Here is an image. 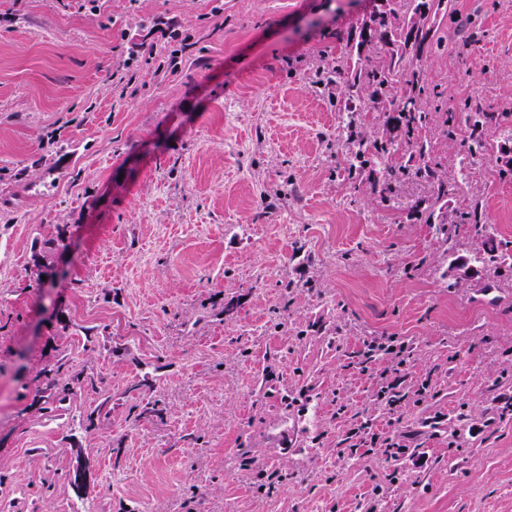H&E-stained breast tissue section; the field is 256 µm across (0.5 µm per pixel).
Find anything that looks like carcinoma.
<instances>
[{
    "label": "carcinoma",
    "instance_id": "1",
    "mask_svg": "<svg viewBox=\"0 0 512 512\" xmlns=\"http://www.w3.org/2000/svg\"><path fill=\"white\" fill-rule=\"evenodd\" d=\"M450 6L451 0H384L379 16L336 30V42L343 55L336 67L325 73L326 84L344 88L345 110H351V103L359 102L370 90L375 109L393 113L385 134L373 140L358 130L356 120L348 118L344 126L346 143L359 142V150L346 159L345 170L352 175L371 162L382 166V179L371 183V191L385 201L394 197L397 185L407 175L426 184L429 196L413 206V214L424 216L425 223L434 227L445 242L452 239L455 229L443 222L441 210L448 195L455 191L457 180L433 163L431 144L423 136L432 122V112L420 61L424 51L438 43L436 19ZM379 43L388 47L387 60L362 64L359 54ZM508 116L507 112H475L468 116L472 134L460 141L463 158L472 159L486 152V144L478 136L486 127H498L505 140H512ZM460 218L462 224L473 227L483 237V254L474 261L494 259L500 244L492 228L483 222L480 200L471 199Z\"/></svg>",
    "mask_w": 512,
    "mask_h": 512
}]
</instances>
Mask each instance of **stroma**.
Returning a JSON list of instances; mask_svg holds the SVG:
<instances>
[{"label":"stroma","mask_w":512,"mask_h":512,"mask_svg":"<svg viewBox=\"0 0 512 512\" xmlns=\"http://www.w3.org/2000/svg\"><path fill=\"white\" fill-rule=\"evenodd\" d=\"M370 10L0 0V512H512L504 140L463 167L427 134L464 174L444 218L480 194L495 262L353 190L319 79ZM438 34L446 108L512 113V0H452ZM376 337L411 349L390 408Z\"/></svg>","instance_id":"35a3bbf8"}]
</instances>
